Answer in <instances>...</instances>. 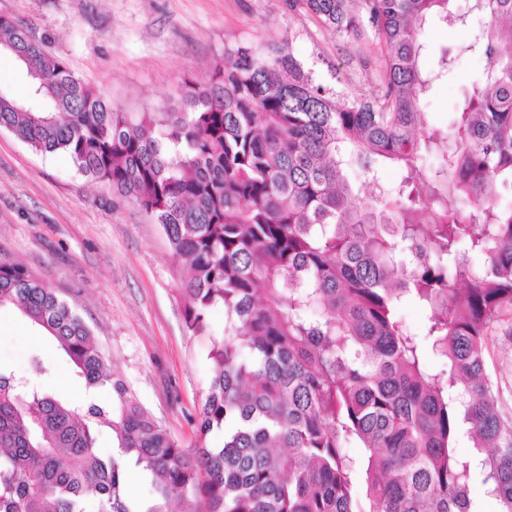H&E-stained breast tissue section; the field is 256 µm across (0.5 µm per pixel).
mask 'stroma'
<instances>
[{
    "label": "stroma",
    "mask_w": 512,
    "mask_h": 512,
    "mask_svg": "<svg viewBox=\"0 0 512 512\" xmlns=\"http://www.w3.org/2000/svg\"><path fill=\"white\" fill-rule=\"evenodd\" d=\"M0 17L41 40L74 75L127 113L173 112L185 82H204L227 51L288 39L315 81L341 97L376 89L379 46L370 30L345 34L286 0H0ZM485 24H434L423 62L457 51L453 71L424 110L447 128L487 61L459 54ZM0 254L21 263L74 303L137 401L185 447L189 416L208 383L209 339L184 324L185 270L166 235L111 186L78 174L63 154L34 151L0 130ZM52 358L45 383L73 379L52 342L18 312L0 308V367L22 373L33 353ZM487 372L504 413L512 415V308L487 330Z\"/></svg>",
    "instance_id": "1"
}]
</instances>
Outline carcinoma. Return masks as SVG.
Instances as JSON below:
<instances>
[{
    "label": "carcinoma",
    "instance_id": "cac0c4a2",
    "mask_svg": "<svg viewBox=\"0 0 512 512\" xmlns=\"http://www.w3.org/2000/svg\"><path fill=\"white\" fill-rule=\"evenodd\" d=\"M378 40L377 90L346 99L313 81L288 40L241 47L188 87L177 112H116L11 21L26 97L0 90V129L112 186L160 224L185 268V327L224 329L183 447L112 377L77 307L0 256V308L47 334L107 410L0 369V512H475L474 476L512 512V421L484 362L512 307V0H472L486 25L461 48L488 61L451 130L424 133V101L454 60L422 64L431 21L456 0H289ZM380 161L409 193L362 196L348 172ZM469 216L461 218V209ZM478 252L483 264L469 265ZM424 307L429 364L397 311ZM118 446L101 453L98 431ZM224 433L220 447L207 436ZM466 437L476 452L458 454ZM364 449L351 457L347 448ZM150 497L132 502L129 463Z\"/></svg>",
    "mask_w": 512,
    "mask_h": 512
}]
</instances>
